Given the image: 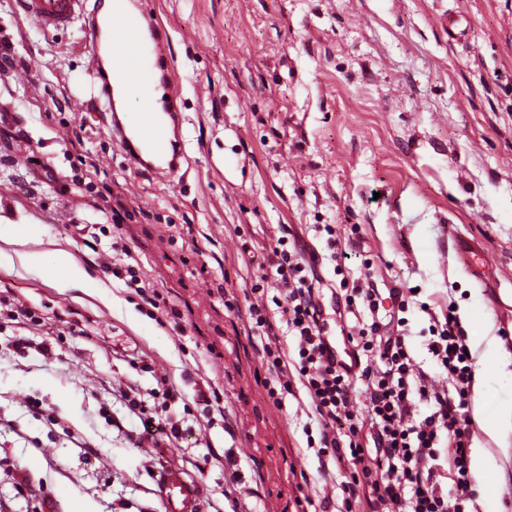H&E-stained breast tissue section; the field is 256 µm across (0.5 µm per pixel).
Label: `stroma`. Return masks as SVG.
<instances>
[{
  "instance_id": "obj_1",
  "label": "stroma",
  "mask_w": 512,
  "mask_h": 512,
  "mask_svg": "<svg viewBox=\"0 0 512 512\" xmlns=\"http://www.w3.org/2000/svg\"><path fill=\"white\" fill-rule=\"evenodd\" d=\"M170 38L182 89L179 174L129 165L90 100L81 25L44 30L0 0V237L24 228L46 258L0 266V512H164L156 468L180 466L200 512H321L341 497L307 437L305 394L267 402L270 374L245 312L264 256L285 240L325 287L383 297L344 315L404 334L434 386L425 342L448 306L467 344L512 352V0H142ZM493 269L476 281L456 239ZM65 247L88 292L52 288ZM135 257L183 315L182 331L106 266ZM45 341L18 352L13 337ZM175 446L137 443L120 392L160 379ZM219 408L203 412L198 387ZM472 442L495 459L470 512H512V435ZM235 465H228L226 455ZM24 494H17V486ZM350 292V294H348ZM355 297L362 298L364 304L367 306L371 315L378 313L380 305L383 303L376 288L372 284H368L366 288H352L351 291H346L344 295L345 310L349 313L352 310V306L355 303Z\"/></svg>"
}]
</instances>
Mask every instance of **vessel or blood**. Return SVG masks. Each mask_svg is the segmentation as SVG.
I'll return each mask as SVG.
<instances>
[{"instance_id":"obj_1","label":"vessel or blood","mask_w":512,"mask_h":512,"mask_svg":"<svg viewBox=\"0 0 512 512\" xmlns=\"http://www.w3.org/2000/svg\"><path fill=\"white\" fill-rule=\"evenodd\" d=\"M23 15L41 28L55 30L82 24L101 49L92 58L94 70L111 68L112 77L94 84L92 93L112 114V136L131 166L142 171L169 174L182 167L179 137L181 90L174 78L176 65L167 53L166 32L147 13H134L131 0H19ZM146 90L144 112H125L120 91L128 84ZM456 249L466 256L472 275L491 281L487 258L466 240ZM159 493L165 512H198L200 492L189 484L181 470L167 466L159 478Z\"/></svg>"}]
</instances>
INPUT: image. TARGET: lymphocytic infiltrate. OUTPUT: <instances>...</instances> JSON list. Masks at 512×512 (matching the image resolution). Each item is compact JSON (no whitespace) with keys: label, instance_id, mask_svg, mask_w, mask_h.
Here are the masks:
<instances>
[{"label":"lymphocytic infiltrate","instance_id":"obj_1","mask_svg":"<svg viewBox=\"0 0 512 512\" xmlns=\"http://www.w3.org/2000/svg\"><path fill=\"white\" fill-rule=\"evenodd\" d=\"M267 262L277 275L276 306L296 351L291 357L282 349L266 306L249 304L250 328L273 372L267 396L278 408L293 383L304 388L320 417L317 455L344 476L340 512H466L474 496L471 432L461 421L473 370L456 315L444 314L427 340L448 389L427 387L405 334L381 335L377 320L349 340L363 359L353 374L336 363L310 263L300 251L277 248ZM357 386L367 401L364 421L351 408ZM421 401L427 414L417 409ZM367 429L374 438L370 446L363 440Z\"/></svg>","mask_w":512,"mask_h":512}]
</instances>
